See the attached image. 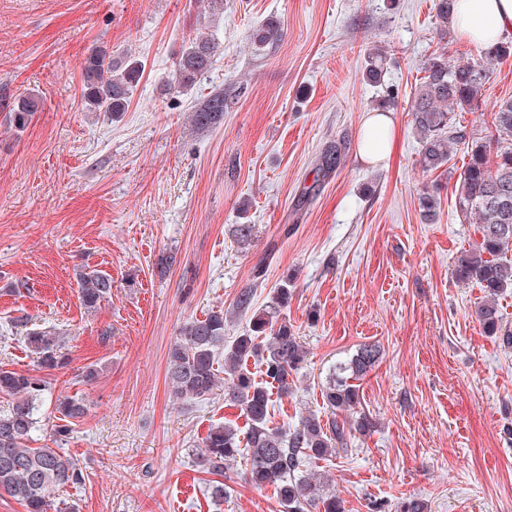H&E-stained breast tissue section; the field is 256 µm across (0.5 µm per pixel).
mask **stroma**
<instances>
[{
	"label": "stroma",
	"mask_w": 512,
	"mask_h": 512,
	"mask_svg": "<svg viewBox=\"0 0 512 512\" xmlns=\"http://www.w3.org/2000/svg\"><path fill=\"white\" fill-rule=\"evenodd\" d=\"M435 0H224L201 17L197 0H0V367L38 373L23 327H52L68 359L52 372L39 411L49 442L57 396L88 406L63 448L84 481L55 494L62 512H283L273 487L200 472L199 446L214 424L246 432L223 389L173 398L167 351L190 319L224 312L226 338L245 333L234 299L254 286L264 306L280 282L284 313L307 351L295 388L277 399L273 425L324 414L321 387L360 344L381 357L360 381V409L377 423L349 450L307 463L328 476L345 512L424 499L429 512H512V349L475 318L483 292L454 275L476 225L454 209L455 181L423 172L409 110L433 51L473 61L481 50L445 32ZM274 19L283 37L264 54L248 35ZM221 45L191 90L169 93L174 62L199 25ZM138 57L144 70L126 112H89L83 62L95 47ZM388 55L380 83L365 57ZM222 123L200 129L194 110L215 92ZM42 108L21 132L5 116L18 98ZM512 96V57L495 64L463 126L485 133ZM391 113L387 164L358 156L365 113ZM346 157L319 193L322 149ZM436 186L441 208L419 211ZM248 224L249 238L235 229ZM177 252L166 276L159 257ZM112 277V293L87 312L75 274ZM97 379L83 383L85 367ZM223 483V499L212 487Z\"/></svg>",
	"instance_id": "obj_1"
}]
</instances>
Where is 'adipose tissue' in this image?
I'll return each instance as SVG.
<instances>
[{
  "mask_svg": "<svg viewBox=\"0 0 512 512\" xmlns=\"http://www.w3.org/2000/svg\"><path fill=\"white\" fill-rule=\"evenodd\" d=\"M454 25L459 38L478 48L499 43L512 35V0H456ZM394 122L384 112L366 113L359 152L374 164L388 160Z\"/></svg>",
  "mask_w": 512,
  "mask_h": 512,
  "instance_id": "obj_1",
  "label": "adipose tissue"
}]
</instances>
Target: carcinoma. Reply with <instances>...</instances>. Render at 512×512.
Masks as SVG:
<instances>
[{
  "label": "carcinoma",
  "instance_id": "carcinoma-1",
  "mask_svg": "<svg viewBox=\"0 0 512 512\" xmlns=\"http://www.w3.org/2000/svg\"><path fill=\"white\" fill-rule=\"evenodd\" d=\"M282 38L280 24L267 21L250 34L255 51L263 52ZM218 43L212 34L199 31L182 47L176 63L175 81L169 90L177 93L192 86L213 64ZM512 56V45L500 43L484 52L481 62H457L443 51L433 52L425 62L414 92L411 121L420 144L419 164L425 172H435L448 164L454 150L464 148L467 162L454 188L455 210L465 221L478 224L479 240L455 264L456 277L475 282L484 296L475 306V316L484 332L512 349V327L503 323L498 298L512 289V97L500 101L492 112L490 134L469 133L457 119L478 104L479 92L489 66ZM387 54L367 55L364 74L368 81H381ZM143 71L142 62L96 47L83 67V99L89 112L117 115L126 110ZM224 94L210 95L194 111V123L211 128L224 119ZM39 111V101L26 96L11 103L6 120L15 129L27 128ZM345 143L329 142L316 163V177L309 191L335 172L345 157ZM441 200L435 192L418 198L422 219L437 216ZM79 295L85 309L93 311L112 294V276L87 268L77 273ZM254 289L243 288L235 298V308L252 312L251 329L224 344V311H213L203 319L186 322L167 353V375L173 394L201 398L224 382V397L236 404L249 421L244 437L225 425L212 426L203 439L196 466L203 472L222 474L247 449V475L252 485L275 486L284 512H344L339 498L327 491L326 482L315 474L304 476L300 467L306 459H323L347 452L352 432L365 434L374 427L364 413L353 417L360 405V388L355 381L376 364L380 349L362 344L349 362L337 367L321 397L327 418L314 413L294 427L269 425L273 396L292 390L293 374L305 362L306 351L281 316L288 306V283L276 288L271 304L253 309ZM27 347L36 355L40 369L66 367L59 337L53 330L31 329L25 336ZM224 354V370L217 367ZM260 365L265 380L258 381L247 368L248 361ZM49 382L42 375L0 368V395L12 399L0 414V492L20 501L26 512H50L56 491L83 482L76 460L59 448H32L38 411ZM343 413V420L336 418ZM52 422L53 442L69 438L73 426L87 413L79 398L60 396L55 400Z\"/></svg>",
  "mask_w": 512,
  "mask_h": 512
}]
</instances>
